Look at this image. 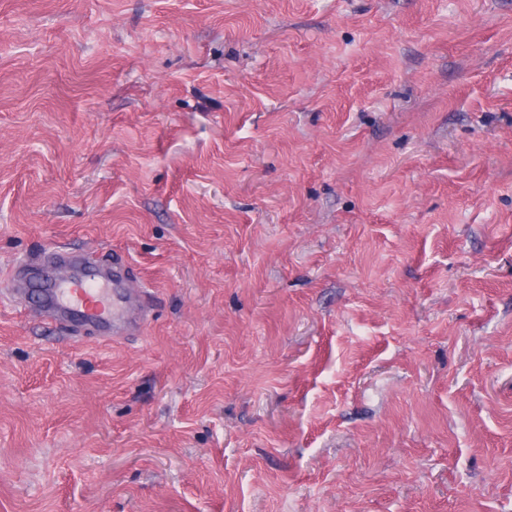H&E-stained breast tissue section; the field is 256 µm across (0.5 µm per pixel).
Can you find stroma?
I'll return each instance as SVG.
<instances>
[{
  "label": "stroma",
  "instance_id": "1",
  "mask_svg": "<svg viewBox=\"0 0 512 512\" xmlns=\"http://www.w3.org/2000/svg\"><path fill=\"white\" fill-rule=\"evenodd\" d=\"M0 512H512V0H0ZM34 281L42 288L38 313L57 327L77 323L104 338L143 328L149 290L121 253L100 259L63 249L44 252L12 267L8 289L21 295Z\"/></svg>",
  "mask_w": 512,
  "mask_h": 512
}]
</instances>
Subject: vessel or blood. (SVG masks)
Wrapping results in <instances>:
<instances>
[{
	"mask_svg": "<svg viewBox=\"0 0 512 512\" xmlns=\"http://www.w3.org/2000/svg\"><path fill=\"white\" fill-rule=\"evenodd\" d=\"M35 281L41 285L38 313L58 327L75 324L115 337L143 328L149 290L121 253L100 259L52 250L12 267L13 293L24 294Z\"/></svg>",
	"mask_w": 512,
	"mask_h": 512,
	"instance_id": "1",
	"label": "vessel or blood"
}]
</instances>
